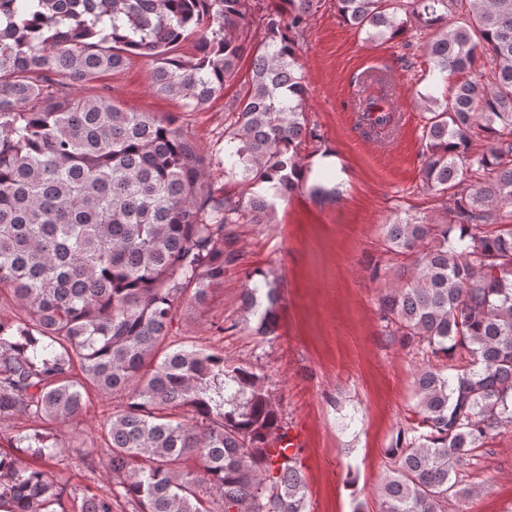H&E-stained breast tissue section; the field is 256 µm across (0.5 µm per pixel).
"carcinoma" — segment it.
I'll return each instance as SVG.
<instances>
[{
    "instance_id": "obj_1",
    "label": "carcinoma",
    "mask_w": 512,
    "mask_h": 512,
    "mask_svg": "<svg viewBox=\"0 0 512 512\" xmlns=\"http://www.w3.org/2000/svg\"><path fill=\"white\" fill-rule=\"evenodd\" d=\"M322 0H279L259 18L251 72L228 106L224 145L203 153L183 126L77 87L152 62V88L196 109L224 92L246 50L248 0H0V427L30 423L0 450V512H307L299 452L265 377L218 351L173 347L183 305L200 307L239 260L236 224L269 222L301 188L300 153L317 139L305 112L296 39ZM368 41L407 28L434 33L443 74L482 63L481 79L424 96L423 176L445 218L382 225L371 275L394 271L379 297L387 335L427 365L415 373V418L387 449L380 512H448L478 451L512 428V0H334ZM463 22L444 25L448 12ZM192 44L190 57L178 52ZM366 132L389 129L384 96L359 99ZM249 190L237 200L208 177L212 161ZM243 309L275 331L276 281L245 271ZM122 409L100 455L114 487L87 494L51 471L89 392ZM195 459L198 467L187 462Z\"/></svg>"
}]
</instances>
